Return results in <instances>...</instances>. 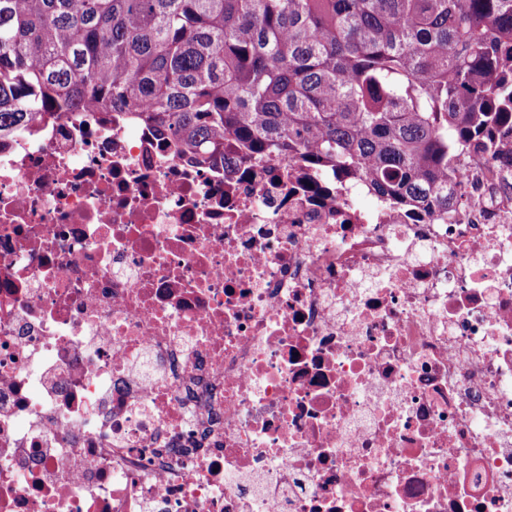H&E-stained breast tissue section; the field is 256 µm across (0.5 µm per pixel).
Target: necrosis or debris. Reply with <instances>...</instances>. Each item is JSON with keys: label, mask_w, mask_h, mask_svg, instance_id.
Returning a JSON list of instances; mask_svg holds the SVG:
<instances>
[{"label": "necrosis or debris", "mask_w": 512, "mask_h": 512, "mask_svg": "<svg viewBox=\"0 0 512 512\" xmlns=\"http://www.w3.org/2000/svg\"><path fill=\"white\" fill-rule=\"evenodd\" d=\"M359 190L131 112L0 143V512H512V154Z\"/></svg>", "instance_id": "obj_1"}]
</instances>
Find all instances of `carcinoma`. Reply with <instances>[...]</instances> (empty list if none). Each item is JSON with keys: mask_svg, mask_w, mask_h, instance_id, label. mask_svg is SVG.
<instances>
[{"mask_svg": "<svg viewBox=\"0 0 512 512\" xmlns=\"http://www.w3.org/2000/svg\"><path fill=\"white\" fill-rule=\"evenodd\" d=\"M87 107L195 165L446 206L455 162L512 130V0H0V141Z\"/></svg>", "mask_w": 512, "mask_h": 512, "instance_id": "obj_1", "label": "carcinoma"}]
</instances>
